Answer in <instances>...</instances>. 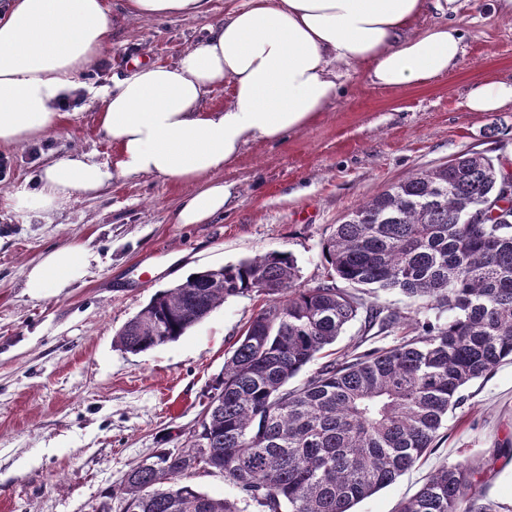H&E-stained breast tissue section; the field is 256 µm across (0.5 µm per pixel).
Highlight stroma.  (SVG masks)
<instances>
[{
    "mask_svg": "<svg viewBox=\"0 0 512 512\" xmlns=\"http://www.w3.org/2000/svg\"><path fill=\"white\" fill-rule=\"evenodd\" d=\"M244 2L209 0L203 18L119 14L85 83L124 76L133 59L174 63L223 19L226 4ZM493 3L455 0L464 53L453 73L400 93L349 73L314 121L246 145L221 174L232 196L210 223H172L185 189L148 174L116 178L43 218L0 206V512H91L130 466L188 439L261 302L228 298L176 341L121 350L117 332L156 292L273 250L291 253L300 285L314 286L339 219L384 186L469 150L512 161V104L466 107L473 84L512 80V19L496 16ZM98 109L73 107L50 135L1 146L0 198L33 189L60 156L115 159ZM65 245L95 254L86 275L56 295H30V267ZM462 394L435 447L353 512H398L430 472L463 459L482 467L486 500L512 510V361Z\"/></svg>",
    "mask_w": 512,
    "mask_h": 512,
    "instance_id": "obj_1",
    "label": "stroma"
}]
</instances>
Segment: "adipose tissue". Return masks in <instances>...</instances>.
Returning a JSON list of instances; mask_svg holds the SVG:
<instances>
[{
    "label": "adipose tissue",
    "instance_id": "ef3b65f1",
    "mask_svg": "<svg viewBox=\"0 0 512 512\" xmlns=\"http://www.w3.org/2000/svg\"><path fill=\"white\" fill-rule=\"evenodd\" d=\"M430 0H246L208 25L207 37L173 64L135 63L127 76L92 87L83 76L101 58L115 15L107 0H0V145L58 129L74 93L99 101L98 122L118 150L114 163L65 155L33 189L6 199L41 216L93 196L117 177L153 174L185 187L175 224H206L230 190L219 172L244 145L274 141L334 103L345 71L401 92L456 70L458 23H415ZM134 14L202 17L208 0H124ZM229 84L223 106L206 103ZM512 103V82L474 84L466 106L495 112ZM91 253L63 246L31 267L25 286L46 296L82 279Z\"/></svg>",
    "mask_w": 512,
    "mask_h": 512
}]
</instances>
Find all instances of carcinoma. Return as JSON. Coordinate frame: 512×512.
I'll return each instance as SVG.
<instances>
[{"instance_id":"obj_1","label":"carcinoma","mask_w":512,"mask_h":512,"mask_svg":"<svg viewBox=\"0 0 512 512\" xmlns=\"http://www.w3.org/2000/svg\"><path fill=\"white\" fill-rule=\"evenodd\" d=\"M327 275L297 286L292 254L270 251L198 271L157 293L117 333L137 354L177 340L230 297L259 311L224 361L187 440L205 441L209 467L239 491L230 500L186 479L189 455L160 448L134 464L92 512H351L425 454L462 390L512 360V176L483 152L462 153L391 183L349 211L323 247ZM397 290L448 311L416 320L415 334L384 348L306 365L364 316L388 335L406 317L365 295ZM480 467L442 466L400 512H500L477 490Z\"/></svg>"}]
</instances>
